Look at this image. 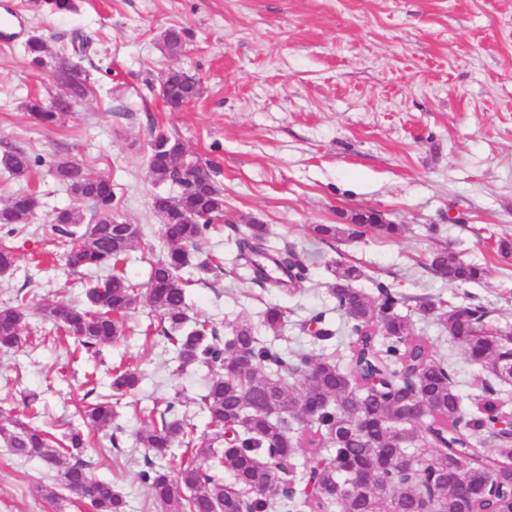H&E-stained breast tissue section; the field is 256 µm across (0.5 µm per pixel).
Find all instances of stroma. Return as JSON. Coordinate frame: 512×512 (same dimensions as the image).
<instances>
[{"instance_id": "stroma-1", "label": "stroma", "mask_w": 512, "mask_h": 512, "mask_svg": "<svg viewBox=\"0 0 512 512\" xmlns=\"http://www.w3.org/2000/svg\"><path fill=\"white\" fill-rule=\"evenodd\" d=\"M4 10L21 24L0 41V155L24 152L32 167L21 178L0 169V207L31 192L40 208L14 233L0 227V241L16 255L0 275V307L20 294L37 306L79 302L102 276L71 272L45 230L57 210L94 213L56 180L53 164L62 158L111 177L116 213L143 232L126 271L146 284L162 253L151 202L173 190L149 170L152 131L160 127L192 158L215 162L224 189V217L203 246L224 264L190 290V320L211 319L225 333L259 324L276 304L287 314L277 346L313 350L311 333L298 324L316 311L339 323L330 268L350 262L367 273L366 292L381 281L408 296L412 334L447 355L464 401L480 395L485 370L418 306L473 295L497 326L512 329V256L497 252L499 239L512 240V0H75L74 10L56 13L44 0H0ZM170 29L184 33L176 55L163 46ZM34 34L47 39L55 64L80 63L94 89L54 123L26 109L33 97L62 92L50 69L24 53ZM76 38L87 41L85 53L74 52ZM173 69L200 89L179 112L161 99ZM360 209L405 225L404 234L326 243L310 231ZM242 224L266 225L267 247L294 249L309 280L291 293L251 281L235 246ZM442 246L484 267V279L455 286L435 277L426 259ZM157 320L140 302L124 341L74 359L35 313L21 346L0 352V406L20 417L22 396L38 395V422L58 434L79 422L86 375L104 382L119 364L143 372L137 393L121 399L111 427L96 432L86 452L93 476L112 482L128 512H160L138 477L148 451L134 441L150 410L175 402L198 436L211 432L197 405L209 370H178L170 348L145 340L142 328ZM54 476L42 461L0 447V512H85L74 499L58 507L39 495Z\"/></svg>"}]
</instances>
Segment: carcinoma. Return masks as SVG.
<instances>
[{
  "mask_svg": "<svg viewBox=\"0 0 512 512\" xmlns=\"http://www.w3.org/2000/svg\"><path fill=\"white\" fill-rule=\"evenodd\" d=\"M183 45L181 31L166 32L169 53H179ZM25 53L42 67L50 50L38 38L26 44ZM164 82L170 102L198 94V83L179 70L168 72ZM185 153L180 140L163 131L154 134L152 177L168 182L180 175L182 188L152 201L154 212L167 221L160 229L164 252L151 265L144 293L123 269L142 230L118 223L110 178L102 173L96 179L94 170L68 159L54 163L58 171L73 172L63 183L66 190L96 206L94 223L84 230L80 211L57 212L50 230L65 263L74 271L96 268L109 274L86 289L82 303L62 299L38 308L75 348L89 351L116 341L144 299L160 315L161 338L174 347L178 368L202 364L211 369L198 405L224 447L197 446L194 426L175 417L172 402L159 413L160 420L135 433L137 444L151 452L139 478L163 512H270L279 502L288 505L287 512H512V440L493 422L495 416L512 417L505 397L512 384V331L496 327L491 311L475 300L419 306L420 314L436 320L472 363L487 369L476 411L468 412L448 361L438 358L426 339L412 335L401 314L408 297L382 282L375 295H368L360 287L364 272L353 264L337 263L331 270L329 288L341 328L331 329L322 312L307 319L317 325L319 354L290 356L248 324L224 336L208 320L187 325L192 280L181 271L207 272L217 264L198 253L213 224L224 217V190L196 178L194 161ZM0 167L23 177L31 162L23 152H9L0 156ZM187 194L197 200L191 220L182 213ZM27 198L12 197L0 210V224L32 223ZM365 229L387 237L404 231L374 210L355 211L345 224L313 226L324 241L352 238ZM267 233L264 224L248 225L239 232L238 252L253 281L279 289L283 281L255 261ZM276 264L295 285L309 279L307 265L292 251L279 253ZM428 268L458 284L485 276L483 267L447 248L430 254ZM30 310L26 295L0 308L1 350L19 346ZM285 322V310L273 305L263 312L261 326L277 338ZM141 379L140 372L119 366L112 372L111 393L90 388L83 396L85 427L112 426L113 397L135 394ZM0 444L18 458L39 459L57 469L55 488L47 491L50 501L87 484L93 512H125L126 501L112 483L91 475L90 462L83 459V430L73 428L58 438L11 418L0 425ZM176 446L184 448V455L174 469L156 465ZM201 456L209 460L205 468L197 464ZM362 471L372 473L371 484L358 481Z\"/></svg>",
  "mask_w": 512,
  "mask_h": 512,
  "instance_id": "cac0c4a2",
  "label": "carcinoma"
}]
</instances>
